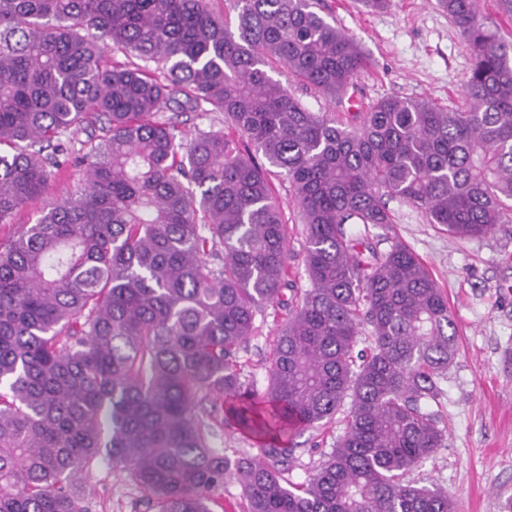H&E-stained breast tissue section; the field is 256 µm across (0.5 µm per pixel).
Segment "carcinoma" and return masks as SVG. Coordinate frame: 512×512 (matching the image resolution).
Returning a JSON list of instances; mask_svg holds the SVG:
<instances>
[{
    "label": "carcinoma",
    "instance_id": "cac0c4a2",
    "mask_svg": "<svg viewBox=\"0 0 512 512\" xmlns=\"http://www.w3.org/2000/svg\"><path fill=\"white\" fill-rule=\"evenodd\" d=\"M210 2L0 0V224L45 192L68 133L99 131L87 189L0 242V512H90L79 482L101 463L144 512H212L231 477L242 512H453L404 480L445 438L448 300L407 245L346 225L393 223V198L459 238L512 223V41L480 0H437L474 56L462 103L391 96L345 122L271 75L341 103L366 70L317 0H232L233 25ZM112 48L145 65H106ZM165 105L224 128L187 143ZM273 168L306 226L301 293ZM268 306L260 391L238 353ZM219 401L256 454L210 447ZM346 403L327 461L289 482L291 433Z\"/></svg>",
    "mask_w": 512,
    "mask_h": 512
}]
</instances>
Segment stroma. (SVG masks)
Segmentation results:
<instances>
[{"mask_svg": "<svg viewBox=\"0 0 512 512\" xmlns=\"http://www.w3.org/2000/svg\"><path fill=\"white\" fill-rule=\"evenodd\" d=\"M319 8L356 38L369 59L351 91L360 106L390 96L460 104L473 56L436 0H392L372 13L359 0H320ZM86 176L85 165L68 159L44 196L0 224V242L36 223L50 203L83 192ZM388 206L395 222L371 229L370 243L383 250L387 238L405 242L447 296L457 330L456 355L440 381L444 445L411 477L446 488L457 512H502L504 498L512 496V223L480 238L457 239L400 200ZM255 325L239 360L245 379L262 390L278 326L266 313ZM345 430L341 411L330 423L297 433L288 480L304 482ZM85 491L91 512H142L141 490L120 469L99 465L86 478Z\"/></svg>", "mask_w": 512, "mask_h": 512, "instance_id": "stroma-1", "label": "stroma"}]
</instances>
